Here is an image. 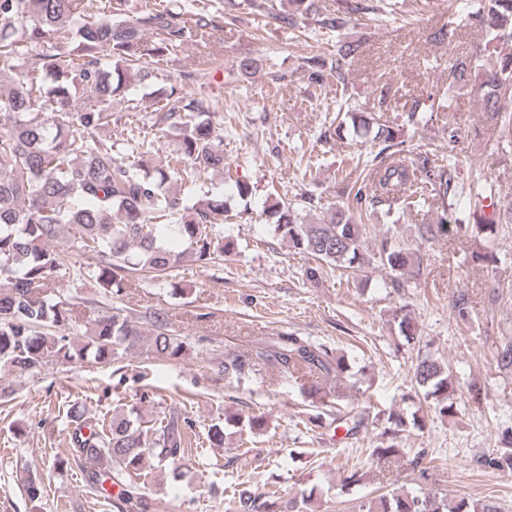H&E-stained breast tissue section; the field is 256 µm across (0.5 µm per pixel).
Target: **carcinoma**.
Wrapping results in <instances>:
<instances>
[{
    "label": "carcinoma",
    "instance_id": "cac0c4a2",
    "mask_svg": "<svg viewBox=\"0 0 512 512\" xmlns=\"http://www.w3.org/2000/svg\"><path fill=\"white\" fill-rule=\"evenodd\" d=\"M383 0H338L334 10H324L316 0H288V13L273 17L296 26L312 19L325 30L341 34L351 22L384 11ZM93 0H0V71L13 73L10 87L0 95V366L11 372L40 370L53 361L93 358L114 362L131 351L155 359L179 360L189 347L172 330L159 310L136 312L114 307L85 321L80 298L55 293V283L94 282L100 295L112 301L121 295L128 276L146 272L157 277L192 265L224 260L231 242L215 229L224 212V196L174 193L169 184L190 161L200 171H224V138L216 135L211 106L202 98L175 97L157 109L155 125L177 139L167 163L150 173L143 163H127L115 156L112 127L121 128L134 150L145 147L135 135L137 106L125 117L115 115L112 104L126 99L135 85L151 77L154 59L164 56L192 37L203 39L216 28L214 17L168 8L129 9V0H106L91 13ZM464 20L481 30L485 43L475 53L448 64V88L428 96L429 110L446 107L450 91L475 83L491 124L512 130V52L498 44L512 42V0H470L463 4ZM157 36L149 42L148 33ZM361 43L336 41V54L306 58L308 82L320 84L336 75L339 106H350L345 67L360 55ZM386 94L380 93L371 112L349 114L355 132L380 146L361 164L354 180L342 179L337 193L347 206L320 212L305 221L301 206H315L305 191L287 201L274 202L266 211L275 218L273 232L295 249L320 262L307 269L311 280L322 266L338 267L358 275L376 267L387 273L386 287L401 293L410 281L424 275V255L399 241L392 224L373 248L366 244L364 218L379 207L392 210L420 187L417 205L438 210L432 224L417 229L418 238L432 241L451 231L479 236L495 244L500 226L512 224V202L506 203L493 179H466L458 163L438 161L432 151L406 154L401 129L422 121L421 104L403 113L402 124L383 118ZM176 219L174 228L184 248L175 251L163 238L166 224L154 220ZM65 240L67 250L52 243ZM92 255L95 263L80 264L74 256ZM451 313L466 320L473 313L469 293L460 291ZM498 367L512 371V340L496 347ZM226 378L239 379L267 364L282 374L301 375L311 384L308 395L320 402V385L334 381L336 401L342 400L341 382L350 376L349 359L326 343L295 333H283L272 343L252 351L229 353L212 361ZM416 384L443 419L457 416L450 400L453 371L426 355L414 367ZM69 428L76 457L92 463L86 482L96 489L109 481L118 487L113 504L118 512H150L151 504L141 483L146 459L160 468H172L182 477L188 457L193 421L170 411L150 423L133 406L101 425L83 405L68 408ZM394 424L391 440L371 450L379 472L391 459L425 479L429 466L423 449L410 453L400 447L397 435L410 426L423 429V419H408L399 412L387 417ZM354 436L368 429L365 410L336 409L328 426ZM474 465L485 472H512V427L502 430L495 448L477 456ZM313 494L283 498L277 492L254 496L239 494L235 512H315ZM355 512H502L495 498L450 497L438 488L417 492L402 485L372 498H360Z\"/></svg>",
    "mask_w": 512,
    "mask_h": 512
}]
</instances>
